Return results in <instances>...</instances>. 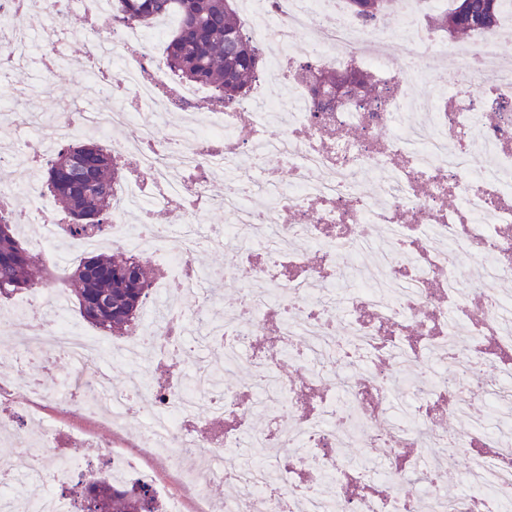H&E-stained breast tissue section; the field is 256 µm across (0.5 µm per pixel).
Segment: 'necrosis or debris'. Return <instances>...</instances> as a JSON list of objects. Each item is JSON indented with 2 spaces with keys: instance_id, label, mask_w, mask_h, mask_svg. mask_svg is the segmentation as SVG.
Instances as JSON below:
<instances>
[{
  "instance_id": "1",
  "label": "necrosis or debris",
  "mask_w": 512,
  "mask_h": 512,
  "mask_svg": "<svg viewBox=\"0 0 512 512\" xmlns=\"http://www.w3.org/2000/svg\"><path fill=\"white\" fill-rule=\"evenodd\" d=\"M19 2L0 0V85L22 93L33 87L31 68L55 79L69 35L17 32ZM27 2L58 19L95 18L81 34L93 109L57 113L46 125L15 117L24 139L0 152V212L35 225L33 251L60 244L64 219L46 204L40 174L81 130L111 139L144 179L115 195L106 240L134 253L164 250L168 267L146 305L163 316L135 325L117 351L129 364L165 354L183 383L145 388L133 377L113 388L97 339L41 319L42 304H59L61 289H45L39 303L23 300L0 328L21 325L24 351L77 371L53 393L34 380L20 396L0 380V402L33 413L51 398L87 418L88 394L113 419L136 422L138 448L119 452L86 432L78 438L84 455L72 460L57 451V430L45 429L40 445L51 456L23 464L36 488L13 493L17 474H1L0 512H77L61 486L99 460L119 483L156 486L145 461L160 447L170 450L161 464L180 488L160 494L162 512H240L245 501L250 512H512V297L498 289L512 280V63L498 54L501 29L450 49L412 19L391 57L384 20L362 24L344 5L327 10L326 0H261L265 20L246 28L283 91L260 77L236 104L215 101L199 113L192 105L202 87L170 76L155 51L166 22L113 23L112 0ZM305 53L324 66L373 72L377 102L317 120L297 65ZM427 54L447 57L446 85L416 66ZM172 112L182 118L171 127ZM132 124L137 139L120 138ZM270 125L278 137L265 135ZM482 155L490 164H479ZM369 174L370 195L361 189ZM217 178L231 221L206 225ZM155 204L170 223H151ZM212 249L225 252L223 271H196L192 256ZM461 255L471 259L465 278ZM227 277L244 288L218 321L216 289ZM180 295L196 297L195 313L180 307ZM284 356L295 382L276 374ZM421 363L425 373L397 394L396 372ZM242 364L252 369L244 396L224 385L225 370ZM476 375L496 402L495 427L452 382ZM443 414L464 421V432L444 430ZM267 415L271 427L252 429L253 418ZM211 416L234 426L198 432ZM271 446L288 459L280 475L267 461L223 464L225 449ZM354 446L375 454L351 463L344 451ZM406 446L415 458L402 456ZM456 470L461 488L441 487L438 476ZM215 479L235 490L216 505L206 492Z\"/></svg>"
}]
</instances>
